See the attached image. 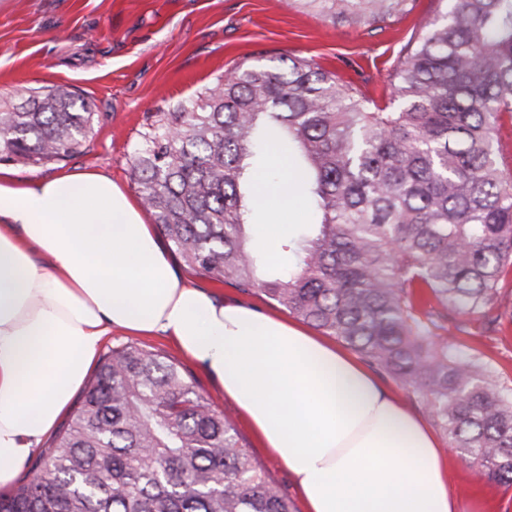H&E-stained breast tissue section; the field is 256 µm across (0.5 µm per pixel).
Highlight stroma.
Listing matches in <instances>:
<instances>
[{
  "mask_svg": "<svg viewBox=\"0 0 512 512\" xmlns=\"http://www.w3.org/2000/svg\"><path fill=\"white\" fill-rule=\"evenodd\" d=\"M445 9L446 0H415L406 16L355 28L305 10L297 0H0V99L18 103L31 92L66 84L96 114L78 153L57 165L18 167V175L38 179L101 170L135 192L132 167L154 113L195 98L242 63L282 69L289 59L306 58L389 106L393 70L423 22ZM177 269L225 300L280 311L261 292L242 293L182 263ZM500 296L499 325L490 329L469 315L468 333L453 338L488 366L501 387L512 389V265L502 274ZM129 342L160 351L193 377L212 406L231 416L295 512H304L287 467L264 448L206 370L168 336L116 330L105 346ZM448 483L460 512H512V486L488 479L456 453Z\"/></svg>",
  "mask_w": 512,
  "mask_h": 512,
  "instance_id": "35a3bbf8",
  "label": "stroma"
}]
</instances>
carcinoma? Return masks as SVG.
<instances>
[{
  "instance_id": "1",
  "label": "carcinoma",
  "mask_w": 512,
  "mask_h": 512,
  "mask_svg": "<svg viewBox=\"0 0 512 512\" xmlns=\"http://www.w3.org/2000/svg\"><path fill=\"white\" fill-rule=\"evenodd\" d=\"M372 26L413 0H300ZM392 74L387 112L304 58L242 66L158 112L134 183L184 263L334 336L413 388L460 454L512 485V394L434 333L461 314L491 325L512 263V174L499 115L512 112V0H448ZM94 113L68 87L0 105V151L22 165L67 160ZM287 152L310 222L273 265L251 242L252 174ZM426 320H421V317ZM37 473L0 512H292L232 420L160 353L112 349Z\"/></svg>"
}]
</instances>
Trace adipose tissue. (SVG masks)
<instances>
[{"instance_id": "obj_1", "label": "adipose tissue", "mask_w": 512, "mask_h": 512, "mask_svg": "<svg viewBox=\"0 0 512 512\" xmlns=\"http://www.w3.org/2000/svg\"><path fill=\"white\" fill-rule=\"evenodd\" d=\"M172 337L287 467L306 512H456L425 419L348 350L179 276L110 175L0 166V489L55 430L112 331Z\"/></svg>"}]
</instances>
